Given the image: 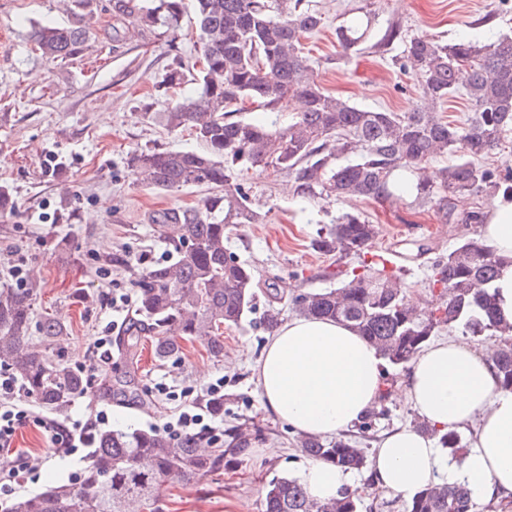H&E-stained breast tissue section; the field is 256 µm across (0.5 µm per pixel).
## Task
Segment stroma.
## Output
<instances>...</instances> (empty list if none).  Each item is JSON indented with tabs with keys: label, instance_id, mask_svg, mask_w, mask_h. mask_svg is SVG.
Here are the masks:
<instances>
[{
	"label": "stroma",
	"instance_id": "obj_1",
	"mask_svg": "<svg viewBox=\"0 0 512 512\" xmlns=\"http://www.w3.org/2000/svg\"><path fill=\"white\" fill-rule=\"evenodd\" d=\"M324 26L304 39V52L329 94L368 109L407 112L416 102L417 82L397 63L404 48H376L389 21H399L407 35L451 42L461 37L485 39L512 31V0H311ZM115 0H0V191L9 197L0 209V291L10 290L9 268L24 262L27 285L34 290V315H51L65 331L54 341L32 333L44 355L80 365L93 341L107 335L110 302L126 295L122 320L135 317L132 281L142 268L167 260L170 247L156 231L167 211L203 208L210 192L203 187L159 190L127 166V158L146 148L202 150L194 131L170 130L162 115L193 94L191 67L198 57L193 12L178 31L158 27L139 32L132 17L116 15ZM374 13L365 40L342 51L339 24L357 9ZM489 17V25L473 28ZM50 22L86 32L84 42L65 59L51 61L31 38L34 26ZM183 61L185 79L174 84L168 73ZM251 202L266 211L263 224L232 229L227 246L256 274L255 309L236 327L224 331V353L210 358L199 342H183V353L155 360L149 340L125 363L112 355L88 370L85 394L56 416L83 420L107 409L112 430H149L175 415L189 392L224 380L227 428L246 423L267 433L262 444L225 457L223 475H209L191 485L164 483L159 512H261L263 490L273 477H299L308 458L299 436L262 407L255 366L269 333L261 318L277 305L283 320L297 311L289 291L332 287L327 274L334 257L311 247L343 210V203H305L292 196L283 174L267 169L242 175ZM355 210L380 227L377 254L400 270L404 293L421 304L428 289L432 255L447 253L466 231L460 222L437 221L433 213L403 202L355 203ZM429 241L432 255L403 260L405 243ZM166 393H159V386ZM35 426L20 431L0 458L25 452L37 467L34 480L22 483L17 496L42 491L52 483L75 482L89 459L88 449L67 458L50 456Z\"/></svg>",
	"mask_w": 512,
	"mask_h": 512
}]
</instances>
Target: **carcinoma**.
I'll list each match as a JSON object with an SVG mask.
<instances>
[{
	"label": "carcinoma",
	"mask_w": 512,
	"mask_h": 512,
	"mask_svg": "<svg viewBox=\"0 0 512 512\" xmlns=\"http://www.w3.org/2000/svg\"><path fill=\"white\" fill-rule=\"evenodd\" d=\"M183 2L146 0L137 8V25L178 28ZM194 2L202 60L198 88L165 113V120L173 130L194 129L207 150L154 148L128 158V166L157 189L207 185L216 190L204 209L176 210L158 219L156 231L172 246V256L146 267L135 280L137 315L153 334L156 357H172L186 340L200 342L217 358L224 350L221 327L237 326L251 312L255 274L228 251L225 238L235 226L265 221L266 214L252 206L235 177L238 168L263 167L285 174L293 196L304 202L407 200L432 209L441 221L457 218L470 225L471 235L430 265L429 288L439 291V305L417 310L404 303L395 272L373 252L378 225L344 210L312 241L316 251L338 256L336 271L327 277L341 280V286L306 291L291 302L307 317L346 324L392 368H406L445 329L489 336L495 345L486 354L498 384L512 391V324L498 318L491 291L500 260L480 232L483 208L458 214L455 207V197L478 196L501 184L495 171L477 161L512 134V34L440 43L420 36L405 39L401 26L389 24L380 46L403 42L401 67L418 83L413 108L389 112L350 105L322 91L301 52V40L323 26L322 14L308 0ZM362 29L354 22L338 28L343 51L357 46ZM33 40L45 58L64 59L83 42V32L38 25ZM461 88L471 115L459 125L439 117L437 108ZM294 98L303 110L282 126L279 114ZM247 100L257 104L263 118H236ZM448 152L459 154V161L428 172L432 159ZM32 310V291H0V368L42 405L60 409L85 392L87 379L29 345ZM63 330L50 316L38 324L46 340ZM141 334V324H130L119 340L122 355H136ZM415 427L453 458L465 447L456 430L442 432L424 420ZM300 443L316 462L344 471L367 466L365 450L350 435L302 436ZM246 444L241 425L231 426L227 439L207 454L196 443L178 445L156 430H101L78 482L21 497L12 512H126L136 500L149 507L158 501L162 483L220 473L224 454ZM363 507L357 491L345 489L321 501L310 498L300 480L278 477L267 485L262 512H362ZM405 512H477V502L464 482H442L420 491Z\"/></svg>",
	"instance_id": "obj_1"
}]
</instances>
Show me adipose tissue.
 <instances>
[{
  "label": "adipose tissue",
  "instance_id": "adipose-tissue-1",
  "mask_svg": "<svg viewBox=\"0 0 512 512\" xmlns=\"http://www.w3.org/2000/svg\"><path fill=\"white\" fill-rule=\"evenodd\" d=\"M482 235L501 258L493 284L501 316L512 322V194L496 193ZM384 361L350 327L296 317L272 336L257 365L265 410L296 432L329 436L362 421L383 389ZM416 413L441 430L473 427L462 470L444 460L433 439L402 427L375 448L369 477L376 488L411 500L440 478H464L474 496H512V392L500 389L484 352L450 338L426 347L408 366L398 392ZM301 478L318 500L347 484L339 468L310 462Z\"/></svg>",
  "mask_w": 512,
  "mask_h": 512
}]
</instances>
